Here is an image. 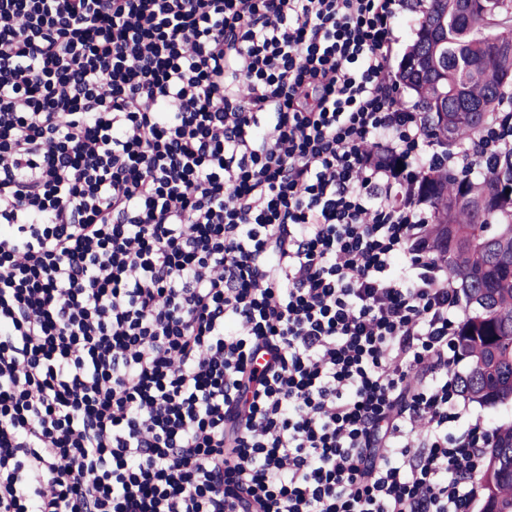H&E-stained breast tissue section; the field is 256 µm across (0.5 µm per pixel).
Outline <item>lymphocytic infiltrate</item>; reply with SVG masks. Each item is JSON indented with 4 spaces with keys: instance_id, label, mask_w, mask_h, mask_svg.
<instances>
[{
    "instance_id": "1",
    "label": "lymphocytic infiltrate",
    "mask_w": 512,
    "mask_h": 512,
    "mask_svg": "<svg viewBox=\"0 0 512 512\" xmlns=\"http://www.w3.org/2000/svg\"><path fill=\"white\" fill-rule=\"evenodd\" d=\"M404 0H0V512H470Z\"/></svg>"
}]
</instances>
